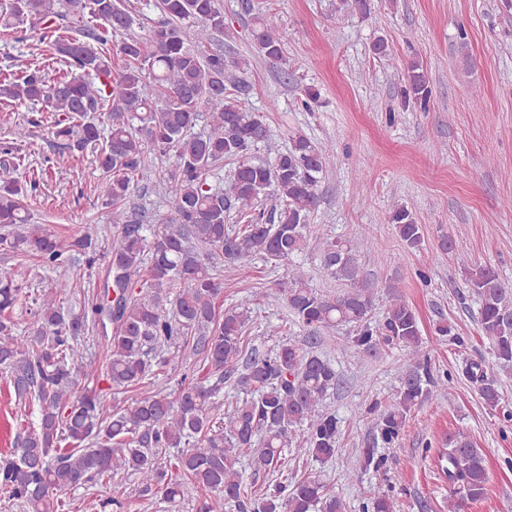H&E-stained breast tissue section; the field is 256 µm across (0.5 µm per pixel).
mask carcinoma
<instances>
[{
  "label": "carcinoma",
  "mask_w": 512,
  "mask_h": 512,
  "mask_svg": "<svg viewBox=\"0 0 512 512\" xmlns=\"http://www.w3.org/2000/svg\"><path fill=\"white\" fill-rule=\"evenodd\" d=\"M154 6L160 19L145 34L131 35L134 19L123 0H0V28L43 26L52 61L67 71L51 81L43 67L18 60L19 76L0 79V101L39 104L54 113L51 134L64 150L98 147L97 190L112 205L115 226L104 288L88 303L91 319L65 306L61 295L76 284L61 280L32 299V322L19 330L10 314L22 284L0 270V375L21 406L38 407L20 445L0 457V499L23 512H64L66 496L126 474L134 477L138 497L173 505L196 494L199 512H345L343 500L319 478L284 477L290 454L324 464L338 452L339 419L326 399L339 376L318 353L321 336L349 325L360 352L390 345L406 351L395 400L367 409L390 445L412 409L442 391L423 352L418 319L392 291L382 317L371 320L375 284L358 257L383 246L376 237L326 239L323 272L345 288L324 294L312 284L295 258L307 246L333 147L296 135L272 163L251 160L268 129L262 115L245 111L231 95L242 92L239 73L248 61L229 60L212 47L213 35L225 29L219 0H155ZM372 8V0H336L338 13L366 17ZM251 33L259 55L282 60L283 35L271 18L253 15ZM117 34L125 35L118 45L124 65L114 72L104 45ZM403 94L420 111L429 108L430 89L417 61L407 66ZM203 115L205 131L195 134ZM150 151L169 168L148 164ZM226 160L235 167L216 187L210 173ZM150 181L171 194L170 215L127 207L139 183ZM28 187L34 184L16 167L0 164V227L6 231L0 245L45 268L72 265L77 255L92 266L99 227L84 224L61 242L31 223ZM232 214L239 223H229ZM388 220L408 248L422 246L423 227L407 207H395ZM256 258L288 265L281 292L308 335L247 355L251 299L221 309L220 265ZM465 274L494 356L466 374L495 410L501 403L497 374L512 370V284L487 264ZM90 331L107 335L103 380L110 401L80 389L92 363L79 341ZM167 348L195 358L193 366L213 383L185 375L170 386L160 378ZM227 382L236 390L233 400L224 397ZM134 390L141 395L121 403L118 395ZM438 462L450 512L484 498L485 457L468 437L448 435ZM261 473L280 479L258 493Z\"/></svg>",
  "instance_id": "carcinoma-1"
}]
</instances>
